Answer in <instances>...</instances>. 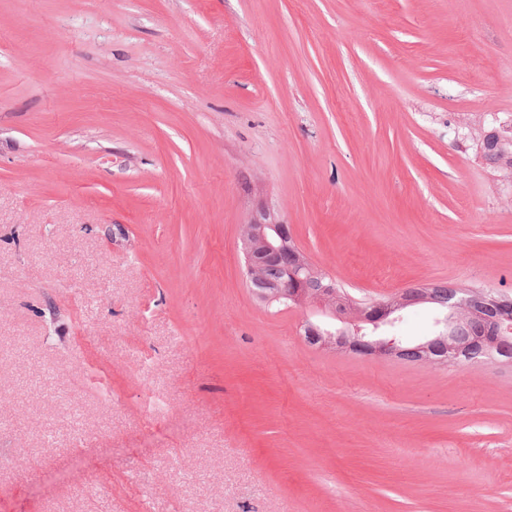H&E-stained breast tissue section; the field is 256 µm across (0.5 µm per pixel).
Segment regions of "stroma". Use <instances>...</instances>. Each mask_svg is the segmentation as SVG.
Wrapping results in <instances>:
<instances>
[{
	"label": "stroma",
	"instance_id": "obj_1",
	"mask_svg": "<svg viewBox=\"0 0 512 512\" xmlns=\"http://www.w3.org/2000/svg\"><path fill=\"white\" fill-rule=\"evenodd\" d=\"M512 0H0V512H512V364L311 346L356 298L512 296ZM265 229L274 231L276 238L266 241V258L283 262L286 267H307L308 262L303 253L294 245L286 224H250V238L259 234L265 238Z\"/></svg>",
	"mask_w": 512,
	"mask_h": 512
}]
</instances>
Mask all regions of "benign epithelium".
<instances>
[{"mask_svg": "<svg viewBox=\"0 0 512 512\" xmlns=\"http://www.w3.org/2000/svg\"><path fill=\"white\" fill-rule=\"evenodd\" d=\"M275 232L276 238L266 242L265 256L278 260L287 267H306L307 259L294 245L285 224H252L250 235H265V230ZM319 302L332 299L335 311L342 318L353 313L355 322L352 328L334 334L323 333L318 326L309 324L305 334L312 342L324 336L323 345L333 346L338 351H346L366 356L381 355L396 358L412 357L417 362L447 366L458 362L461 355L475 349L479 360L512 361V301L495 297L476 289L459 291L456 299L448 303V328L438 331L429 339L408 348L392 333L384 336H368L363 325L369 322H384L389 325L401 318L408 306L428 299L424 295L414 299L399 297L394 302H376L358 307L337 295L330 287H322L311 293Z\"/></svg>", "mask_w": 512, "mask_h": 512, "instance_id": "obj_1", "label": "benign epithelium"}]
</instances>
